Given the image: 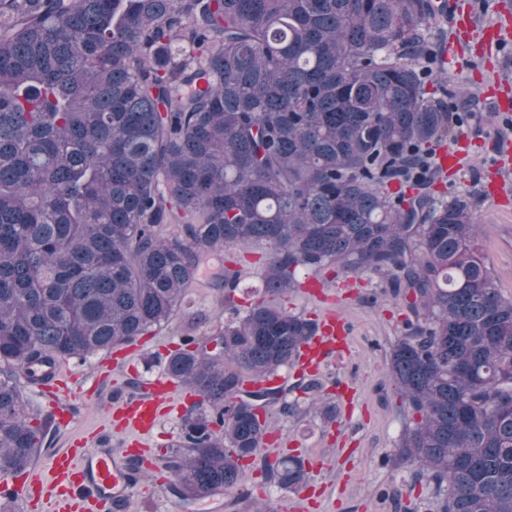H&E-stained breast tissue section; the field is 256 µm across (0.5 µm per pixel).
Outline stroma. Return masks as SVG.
I'll list each match as a JSON object with an SVG mask.
<instances>
[{"label": "stroma", "instance_id": "35a3bbf8", "mask_svg": "<svg viewBox=\"0 0 512 512\" xmlns=\"http://www.w3.org/2000/svg\"><path fill=\"white\" fill-rule=\"evenodd\" d=\"M488 59L487 48L471 41L447 85L445 103L450 111L464 115L456 133L468 138L474 154L464 170L446 171L442 182L448 198L464 199L474 211L481 226L479 248L502 294L512 298V192L496 193L488 179L503 135L512 126V118L502 113L503 108L512 107V41L502 47L498 67L491 74L500 81L492 102L485 99L486 80L491 76L485 70ZM463 88L484 99L482 109L466 110L459 94ZM225 253L239 262L238 304L247 307L261 296L257 260L268 256L269 250L258 243L231 246ZM323 285V298L297 288L282 300L288 311L309 318L327 309L337 311L345 321L349 342L348 354L317 373L324 396L336 407L334 422H322L306 402L295 415L273 417L278 454L300 451L321 463L319 470L309 473L312 495L304 501L303 512H436L433 483L413 482L407 471L390 461L405 428L400 400L387 373L389 350L403 333L404 302L377 275L354 278L341 272L336 278H324ZM230 317L218 297L195 288L168 325L131 346L133 371L102 375L101 364L107 358L103 352L84 361H65V369L99 383L94 395L69 402L80 429L89 435H109L112 450L124 448L126 437L116 431L107 413L114 395L135 396L141 382L162 373L168 351L184 331L207 336ZM179 423L178 415L166 416L146 440L142 453L146 467L127 512H252L254 504L263 500L270 501L276 512H291V492L263 478L269 456L261 449L247 459L235 487L203 500L187 501L174 494L168 487L165 452L177 438Z\"/></svg>", "mask_w": 512, "mask_h": 512}]
</instances>
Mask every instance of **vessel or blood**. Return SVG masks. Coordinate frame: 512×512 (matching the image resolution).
<instances>
[{
    "label": "vessel or blood",
    "instance_id": "vessel-or-blood-1",
    "mask_svg": "<svg viewBox=\"0 0 512 512\" xmlns=\"http://www.w3.org/2000/svg\"><path fill=\"white\" fill-rule=\"evenodd\" d=\"M504 37L503 25L499 21L479 27L472 20H465L450 38V45L443 55V69L449 71L455 67L457 57L471 39H480L486 48L492 50ZM467 146L465 138H457L440 151L439 164L447 169L462 168L469 156ZM346 336L344 325L335 311H325L318 322L316 335L299 348L296 356L298 371L318 370L330 353L345 349ZM22 378L54 411L58 431L71 432L75 416L68 409L67 402L71 398L91 394V387L58 362L41 370L23 367ZM179 397L177 383L160 374L147 380L136 397L113 398L110 412L119 429L132 438L129 453H138L141 441L160 419L178 410ZM136 480V472L129 469L111 449L89 447L86 438L79 437L68 447L47 454L41 470L2 481L0 487L10 490L26 505H48L49 512H93L103 502L109 503L113 512H120Z\"/></svg>",
    "mask_w": 512,
    "mask_h": 512
}]
</instances>
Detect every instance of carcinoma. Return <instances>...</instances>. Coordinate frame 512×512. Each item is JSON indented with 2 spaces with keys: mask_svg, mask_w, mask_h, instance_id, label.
Returning a JSON list of instances; mask_svg holds the SVG:
<instances>
[{
  "mask_svg": "<svg viewBox=\"0 0 512 512\" xmlns=\"http://www.w3.org/2000/svg\"><path fill=\"white\" fill-rule=\"evenodd\" d=\"M436 0H0V479L53 423L21 368L136 344L168 322L201 263L263 243L274 299L298 273L384 277L409 312L387 369L408 418L395 465L442 492L439 512H512V299L462 199L423 171L457 112L421 63ZM175 224L179 231L164 229ZM224 260L204 287L233 301ZM316 322L261 298L217 344L187 335L165 371L198 397L170 485L236 484L296 410L260 379ZM294 389L315 406L322 384ZM302 460L267 478L293 491Z\"/></svg>",
  "mask_w": 512,
  "mask_h": 512,
  "instance_id": "carcinoma-1",
  "label": "carcinoma"
}]
</instances>
